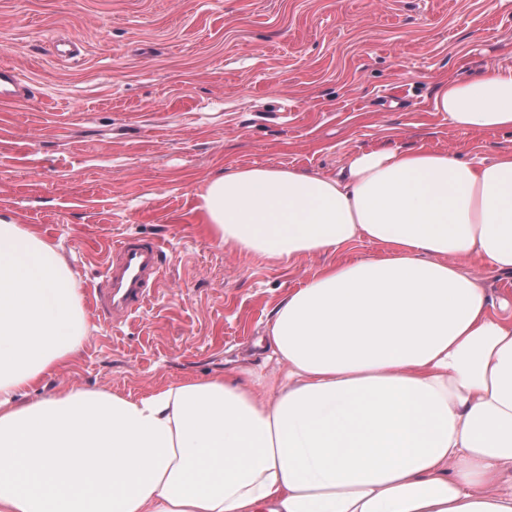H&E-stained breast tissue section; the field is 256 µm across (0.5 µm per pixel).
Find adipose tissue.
I'll return each instance as SVG.
<instances>
[{
	"label": "adipose tissue",
	"mask_w": 512,
	"mask_h": 512,
	"mask_svg": "<svg viewBox=\"0 0 512 512\" xmlns=\"http://www.w3.org/2000/svg\"><path fill=\"white\" fill-rule=\"evenodd\" d=\"M461 134L512 130V68L441 82ZM220 246L319 269L268 358L133 398L24 400L91 332L61 243L0 215V512H512V148H374L336 176L238 168L196 207Z\"/></svg>",
	"instance_id": "adipose-tissue-1"
}]
</instances>
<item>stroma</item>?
Segmentation results:
<instances>
[{"label":"stroma","mask_w":512,"mask_h":512,"mask_svg":"<svg viewBox=\"0 0 512 512\" xmlns=\"http://www.w3.org/2000/svg\"><path fill=\"white\" fill-rule=\"evenodd\" d=\"M75 42L61 58L56 42ZM28 85L0 100V214L60 242L80 299L113 241L156 240L159 291L93 328L29 390L142 396L263 363L273 310L323 266L224 248L195 210L229 169L337 174L358 150L492 157L512 132L463 135L434 109L443 79L512 67V0H0V63Z\"/></svg>","instance_id":"1"}]
</instances>
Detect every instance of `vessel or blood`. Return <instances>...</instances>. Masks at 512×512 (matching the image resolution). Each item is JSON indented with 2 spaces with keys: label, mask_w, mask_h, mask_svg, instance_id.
<instances>
[{
  "label": "vessel or blood",
  "mask_w": 512,
  "mask_h": 512,
  "mask_svg": "<svg viewBox=\"0 0 512 512\" xmlns=\"http://www.w3.org/2000/svg\"><path fill=\"white\" fill-rule=\"evenodd\" d=\"M163 254L160 242L123 238L113 246L102 281L88 297L89 304L116 319L138 312L161 277Z\"/></svg>",
  "instance_id": "1"
}]
</instances>
